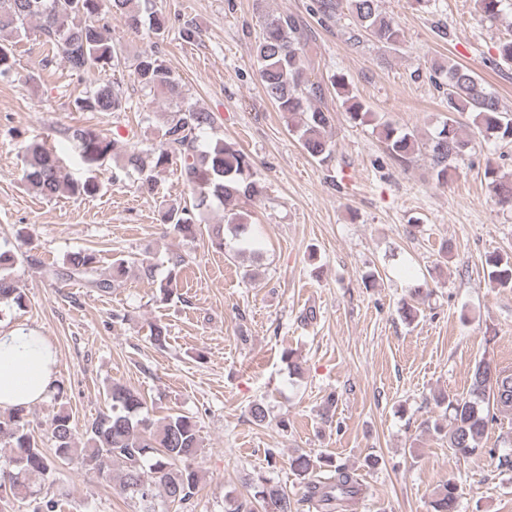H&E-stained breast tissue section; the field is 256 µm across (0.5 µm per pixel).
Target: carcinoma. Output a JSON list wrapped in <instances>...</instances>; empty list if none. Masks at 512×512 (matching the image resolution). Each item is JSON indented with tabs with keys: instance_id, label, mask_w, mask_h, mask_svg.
Wrapping results in <instances>:
<instances>
[{
	"instance_id": "obj_1",
	"label": "carcinoma",
	"mask_w": 512,
	"mask_h": 512,
	"mask_svg": "<svg viewBox=\"0 0 512 512\" xmlns=\"http://www.w3.org/2000/svg\"><path fill=\"white\" fill-rule=\"evenodd\" d=\"M481 20L497 22L503 14V0H477ZM348 11L355 19L357 33L350 41L358 44L368 36L390 49L401 43V31L382 11L379 0H319V13L332 18ZM123 19L137 32L145 26L154 37L152 48L135 66V80L142 90L162 100L180 97L179 81L160 55L159 44L168 36L166 18L155 8V0H0V76L10 74L15 65L13 44L31 27L45 37L51 56L63 60L69 72L81 75L90 70H116L122 66V52L106 36L108 15ZM308 42L303 24L291 14L269 16L262 35L255 43L254 56L263 91L287 118L303 150L321 165L329 163L334 144L328 136L332 128L331 110L322 106L324 89L305 78L304 53ZM435 83L442 88L450 118L430 138L432 175L444 185L452 163L461 158L468 146L461 126L452 118L457 112L475 114V122L485 136L512 142V116L504 110L498 97L472 69L451 59L432 65ZM336 97L342 99L350 120L364 124L373 113L353 94L342 75L331 80ZM81 112L114 113L130 108L120 87L102 82L75 100ZM214 124L211 113L192 106L172 112L164 126L163 139L146 151L134 147L118 149L116 140L92 128L72 131L80 160L89 167L102 166L121 159L120 170L138 176L141 189L152 192L157 175L174 160L180 162L184 183L194 195L192 205L182 199H170L161 210V221L171 224L185 236L195 234L194 211L213 203L224 209V223L212 230L211 244L224 247V230L237 239H247L250 223L238 210L243 199L262 197L264 186L255 178L252 158L236 144L217 138L206 148L197 145L198 132ZM381 134L390 155L405 162L420 150V141L411 132H400L389 124ZM490 191L495 205L512 210V177L500 176L491 166ZM22 181L31 192L44 198L93 197L100 192L96 177L74 178L64 173L63 159L47 150V144L32 143L25 148ZM15 255L0 251V317L6 311L24 306L26 295L12 277ZM492 282L500 288H512V256L492 254L486 258ZM127 261L117 259L112 275L98 272L97 257L92 252H77L66 259V276L106 292L123 277ZM143 276L168 299L177 287L176 276L157 278L152 265L141 262ZM111 413L94 421L78 433L70 414L58 411L51 419V437L55 442L54 458L47 457L29 429L26 408L0 412V444L9 455L0 465V488L9 493L0 496V512H14L15 505L26 512H58L61 503L40 496L34 483L56 470V462L78 459L100 474L112 473L121 465L120 493L140 504L139 512H155V502L182 506L196 494L200 477L192 467L200 448V435L192 417L177 414L153 421L145 403L134 390L113 385L108 392ZM448 415V448L460 459L484 453V438L489 425L500 416L512 415V371L498 368L481 359L471 370L470 387L462 395L437 398ZM291 469L306 481V500L317 512H353L365 494L362 483L345 464H335L328 457L314 458L300 453L291 458ZM331 468L326 480L316 479L317 471ZM251 497L262 512H298L299 503L269 478L260 476L252 487ZM460 486L448 480L433 502V512H456Z\"/></svg>"
}]
</instances>
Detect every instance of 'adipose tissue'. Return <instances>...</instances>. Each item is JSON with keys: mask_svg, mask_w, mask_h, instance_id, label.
I'll return each mask as SVG.
<instances>
[{"mask_svg": "<svg viewBox=\"0 0 512 512\" xmlns=\"http://www.w3.org/2000/svg\"><path fill=\"white\" fill-rule=\"evenodd\" d=\"M57 355L28 327H0V410L42 401L56 382Z\"/></svg>", "mask_w": 512, "mask_h": 512, "instance_id": "ef3b65f1", "label": "adipose tissue"}]
</instances>
